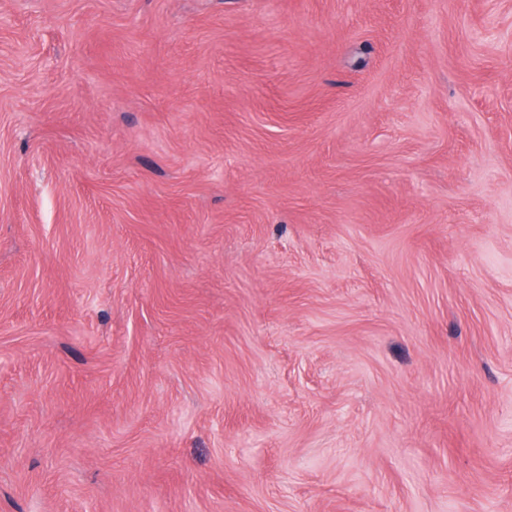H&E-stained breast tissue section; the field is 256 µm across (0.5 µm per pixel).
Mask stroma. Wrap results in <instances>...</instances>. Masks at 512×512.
Returning a JSON list of instances; mask_svg holds the SVG:
<instances>
[{"mask_svg":"<svg viewBox=\"0 0 512 512\" xmlns=\"http://www.w3.org/2000/svg\"><path fill=\"white\" fill-rule=\"evenodd\" d=\"M0 512H512V0H0Z\"/></svg>","mask_w":512,"mask_h":512,"instance_id":"35a3bbf8","label":"stroma"}]
</instances>
